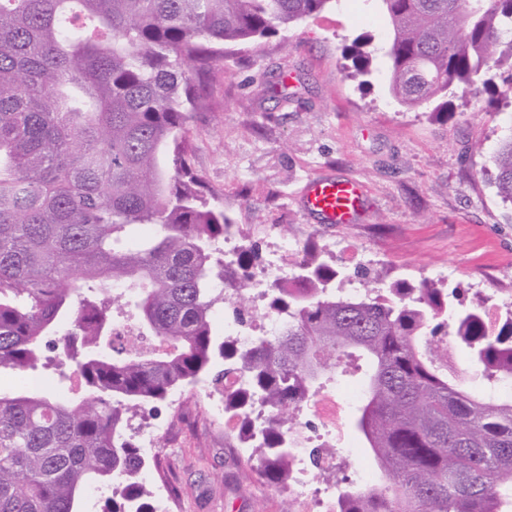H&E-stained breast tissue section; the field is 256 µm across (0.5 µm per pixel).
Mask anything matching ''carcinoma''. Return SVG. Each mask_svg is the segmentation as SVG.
<instances>
[{
	"mask_svg": "<svg viewBox=\"0 0 512 512\" xmlns=\"http://www.w3.org/2000/svg\"><path fill=\"white\" fill-rule=\"evenodd\" d=\"M330 0H0V372L45 353L69 363L86 396L0 391V512H82L90 487L122 483L100 512H153L125 437L141 404L204 376L251 431L269 485L290 480L286 435L298 406L354 354L370 372L353 427L377 467L375 489L349 488L339 512H503L512 495V398L469 391L439 337L453 336L485 380L512 381V310H457L433 279L335 293L342 273L314 242L268 310L274 338L217 341L211 319L242 300L259 254L224 267V209L194 174L188 124L212 109L224 46H255ZM389 21V92L408 109L492 70L512 71V0H380ZM367 43L352 45L358 74ZM512 204V134L494 155ZM131 311L149 352L112 346Z\"/></svg>",
	"mask_w": 512,
	"mask_h": 512,
	"instance_id": "cac0c4a2",
	"label": "carcinoma"
}]
</instances>
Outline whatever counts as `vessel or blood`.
I'll return each mask as SVG.
<instances>
[{
    "label": "vessel or blood",
    "mask_w": 512,
    "mask_h": 512,
    "mask_svg": "<svg viewBox=\"0 0 512 512\" xmlns=\"http://www.w3.org/2000/svg\"><path fill=\"white\" fill-rule=\"evenodd\" d=\"M366 207L363 186L347 179H312L303 198L305 212L318 216L327 224L351 223Z\"/></svg>",
    "instance_id": "obj_1"
}]
</instances>
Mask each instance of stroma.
<instances>
[{
	"instance_id": "1",
	"label": "stroma",
	"mask_w": 512,
	"mask_h": 512,
	"mask_svg": "<svg viewBox=\"0 0 512 512\" xmlns=\"http://www.w3.org/2000/svg\"><path fill=\"white\" fill-rule=\"evenodd\" d=\"M378 0H330L287 37L227 51L228 74L213 111L188 126L190 163L224 209L236 245L264 250L277 235L316 242L324 259L376 267L389 279L441 280L457 303L512 301V204L493 183L491 154L512 133V105L497 92H449L448 110H408L390 95L385 69L350 79L347 48L359 36L387 44ZM288 76V104L264 83ZM316 177L360 182L368 207L358 223L321 224L301 207ZM208 380L145 406L131 428L159 430L148 471L163 477L177 512H298L294 486L260 479L206 408Z\"/></svg>"
}]
</instances>
